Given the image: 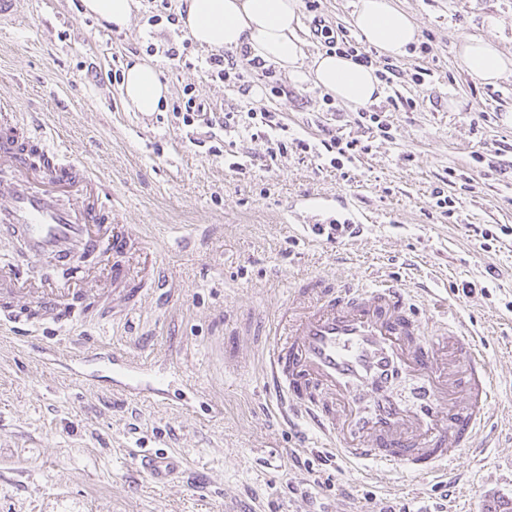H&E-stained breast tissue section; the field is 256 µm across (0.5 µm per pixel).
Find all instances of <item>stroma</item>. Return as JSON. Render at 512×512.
<instances>
[{
  "mask_svg": "<svg viewBox=\"0 0 512 512\" xmlns=\"http://www.w3.org/2000/svg\"><path fill=\"white\" fill-rule=\"evenodd\" d=\"M356 2L321 0L318 12H303L308 56L324 51L314 15L350 31ZM397 2L431 50L396 61L372 52L380 71L397 69L373 105L386 113L389 136L359 125L356 108L314 85L290 83L261 105L311 149L292 146L273 161L265 139L174 118L187 87L217 116L242 97L208 76L209 50L153 20L152 0H137L120 31L88 15L83 0H24L0 28V106L58 137L64 158L105 173L119 223L145 241L135 265L153 257L167 272L164 295L146 297L125 321L37 334L62 355L81 338L109 337L167 376L170 395L125 397L106 370L75 382L0 335V512H380L398 500L425 512H512V235L488 251L479 235L512 226V77L484 85L457 55L467 35L511 51L512 0ZM170 40L185 43L187 64L164 56ZM141 61L169 89L149 115L132 111L120 92L121 74ZM331 133L366 152L340 170L317 159ZM235 161L244 173L231 170ZM450 174L458 188L447 216L432 191ZM304 196L347 204L370 222L333 243L294 238L291 225L308 217L294 209ZM425 272L447 289L449 318L475 333L496 375L483 466L468 450L449 461L459 486L449 501L400 472L381 468L364 480L340 463L316 497L289 493L308 477L292 454L313 461L323 447L304 421L279 422L249 326L273 320L313 277L399 284L427 322L433 308L418 296ZM140 446L179 457L182 473L167 484L137 475L127 451ZM194 470L206 473V487L188 482Z\"/></svg>",
  "mask_w": 512,
  "mask_h": 512,
  "instance_id": "35a3bbf8",
  "label": "stroma"
}]
</instances>
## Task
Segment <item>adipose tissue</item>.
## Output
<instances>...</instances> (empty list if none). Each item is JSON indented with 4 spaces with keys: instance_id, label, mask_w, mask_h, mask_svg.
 <instances>
[{
    "instance_id": "ef3b65f1",
    "label": "adipose tissue",
    "mask_w": 512,
    "mask_h": 512,
    "mask_svg": "<svg viewBox=\"0 0 512 512\" xmlns=\"http://www.w3.org/2000/svg\"><path fill=\"white\" fill-rule=\"evenodd\" d=\"M179 22L199 46L225 50L247 62L260 61L283 71L298 85L313 83L355 107L377 102L383 82L376 68L336 53L306 59L299 35L301 0H181ZM353 24L361 37L385 56L405 57L418 40L419 28L394 0H357ZM457 53L481 83L498 84L512 75V52L492 40L466 36ZM122 94L134 111H157L168 94L158 70L136 63L124 73Z\"/></svg>"
}]
</instances>
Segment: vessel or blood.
Wrapping results in <instances>:
<instances>
[{"instance_id":"obj_1","label":"vessel or blood","mask_w":512,"mask_h":512,"mask_svg":"<svg viewBox=\"0 0 512 512\" xmlns=\"http://www.w3.org/2000/svg\"><path fill=\"white\" fill-rule=\"evenodd\" d=\"M59 152L24 121L0 128V244L21 241L30 259L0 266V297L32 298L31 315H6L0 333L18 336L33 351L40 348L37 327L128 315L123 259L141 242L114 224L107 177L75 158L57 161ZM78 253L112 259L98 293L72 276L33 277V264L63 265ZM298 293L302 304L284 307L271 328L254 330L277 337L266 350L264 385L283 421L303 417L351 467L373 463L448 480V460L480 447L496 386L472 333L449 329L447 298L434 296L437 314L427 328L406 289L393 284L368 288L312 278ZM93 352L111 365L115 390L164 397L160 381L101 336L85 338L76 352L51 363L85 381ZM131 457L136 471L157 483L180 470L178 460L150 449H134Z\"/></svg>"}]
</instances>
